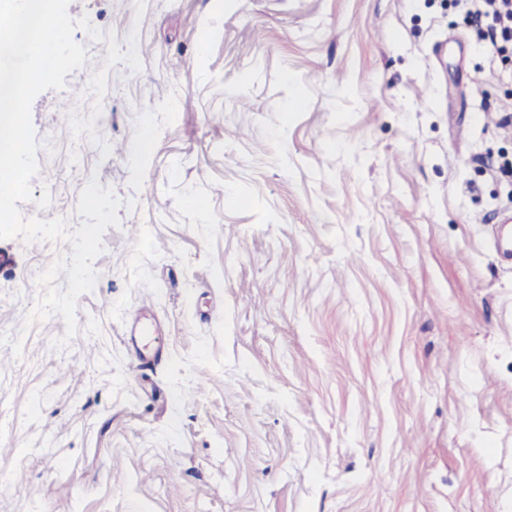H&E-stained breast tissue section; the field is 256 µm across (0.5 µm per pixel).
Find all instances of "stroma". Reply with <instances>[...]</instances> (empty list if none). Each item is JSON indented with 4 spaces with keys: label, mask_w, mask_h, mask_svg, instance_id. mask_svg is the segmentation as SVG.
<instances>
[{
    "label": "stroma",
    "mask_w": 512,
    "mask_h": 512,
    "mask_svg": "<svg viewBox=\"0 0 512 512\" xmlns=\"http://www.w3.org/2000/svg\"><path fill=\"white\" fill-rule=\"evenodd\" d=\"M68 12L148 52L109 71L96 121L109 156L57 108L95 101L104 56L84 31L86 64L31 106L40 171L22 216L78 227L93 178L122 205L59 348V316L22 323L71 245L0 240V512H512V264L493 246L512 217V126L482 108L512 83L464 10ZM137 309L161 343L142 370Z\"/></svg>",
    "instance_id": "35a3bbf8"
}]
</instances>
